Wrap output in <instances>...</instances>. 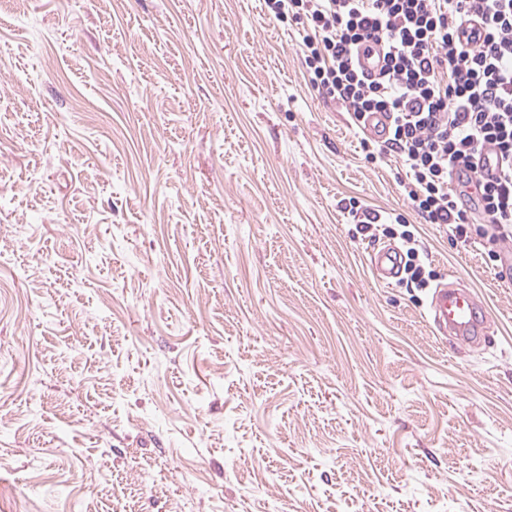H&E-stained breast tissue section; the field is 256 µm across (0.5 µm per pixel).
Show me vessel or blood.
Returning <instances> with one entry per match:
<instances>
[{
    "label": "vessel or blood",
    "mask_w": 512,
    "mask_h": 512,
    "mask_svg": "<svg viewBox=\"0 0 512 512\" xmlns=\"http://www.w3.org/2000/svg\"><path fill=\"white\" fill-rule=\"evenodd\" d=\"M401 256L400 249L392 244L371 253L370 262L380 282L388 285L400 276ZM429 318L437 335L468 347L481 345L491 324L469 289L452 280L436 286Z\"/></svg>",
    "instance_id": "1"
}]
</instances>
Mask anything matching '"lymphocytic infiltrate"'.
<instances>
[{"mask_svg": "<svg viewBox=\"0 0 512 512\" xmlns=\"http://www.w3.org/2000/svg\"><path fill=\"white\" fill-rule=\"evenodd\" d=\"M302 26L311 80L356 128L391 123L379 152L400 160L412 208L427 223L512 247V0H265ZM381 58L376 75L363 55ZM365 230L408 245L405 279L424 286L415 235L403 216L364 214Z\"/></svg>", "mask_w": 512, "mask_h": 512, "instance_id": "f902f5d3", "label": "lymphocytic infiltrate"}]
</instances>
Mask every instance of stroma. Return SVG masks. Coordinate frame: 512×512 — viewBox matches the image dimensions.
I'll use <instances>...</instances> for the list:
<instances>
[{
	"instance_id": "obj_1",
	"label": "stroma",
	"mask_w": 512,
	"mask_h": 512,
	"mask_svg": "<svg viewBox=\"0 0 512 512\" xmlns=\"http://www.w3.org/2000/svg\"><path fill=\"white\" fill-rule=\"evenodd\" d=\"M297 42L264 0H0V512H512V277ZM449 278L478 348L429 323ZM356 203L353 201L352 204L350 202V213L351 216L354 219L355 224H361L364 228H361V230L364 231H377L378 233L381 231L383 236H390L394 237L395 235H398L403 241H405L407 244H415V235L413 231H411L409 228L412 226L411 224H407V221L405 220V217L402 215H396L393 217V213L388 215L387 217H384L382 219L381 216L378 214H375L374 216H371L370 213H367L366 211L362 212V218L358 215L359 209H357L355 206ZM389 224H396V226H399L401 229L399 232L396 228L391 227ZM401 256L400 249L392 244L371 253L370 262L380 282L391 285L401 275ZM406 261L404 267V275L402 280L406 279L407 284L414 283L417 287L426 285L424 277L425 270L420 258L419 250L415 247H410L406 251ZM429 318L437 335L464 347L481 345L491 324L469 289L452 280L436 286L430 302Z\"/></svg>"
}]
</instances>
